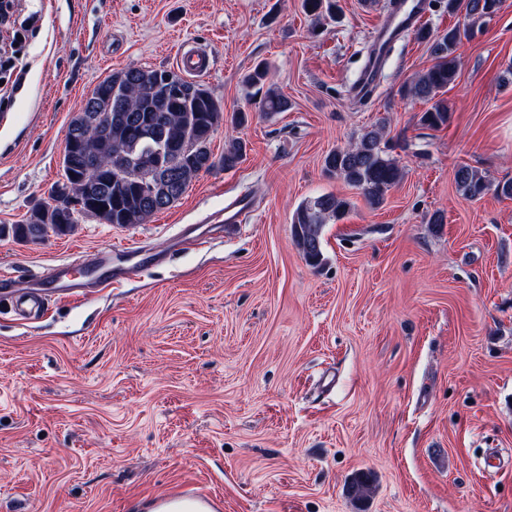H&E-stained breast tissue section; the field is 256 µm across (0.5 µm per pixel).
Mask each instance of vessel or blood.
<instances>
[{"label":"vessel or blood","instance_id":"b4317fda","mask_svg":"<svg viewBox=\"0 0 512 512\" xmlns=\"http://www.w3.org/2000/svg\"><path fill=\"white\" fill-rule=\"evenodd\" d=\"M425 14V0H394L393 7L378 26L374 37L375 54L364 69L362 79L356 88L358 95L370 93L376 86L380 63L389 46L405 31L421 25ZM178 65L187 74L202 76L210 70L208 56L199 48L182 45ZM86 262H70L51 274L57 288L55 293L63 298H79V275L86 269ZM47 294L40 289L29 291H0V306L15 314L42 309ZM224 503L199 487L180 484L154 499L152 512H223Z\"/></svg>","mask_w":512,"mask_h":512}]
</instances>
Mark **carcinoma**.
I'll return each instance as SVG.
<instances>
[{
	"label": "carcinoma",
	"instance_id": "obj_1",
	"mask_svg": "<svg viewBox=\"0 0 512 512\" xmlns=\"http://www.w3.org/2000/svg\"><path fill=\"white\" fill-rule=\"evenodd\" d=\"M502 0H447L448 12L462 13L467 23L448 28L434 37V63L412 79L406 95L430 101L432 105L421 116L429 129L448 122V106L442 95L458 76L456 55L463 39L472 35L470 22L496 14ZM303 9L317 17L333 15L336 0H302ZM256 89L259 111L285 112L288 101L274 87L265 86L266 70L257 65L245 77ZM93 97L112 102L111 121L106 138L112 152H141L147 162L155 164L147 178L117 180L106 167L95 179V211L90 216L108 224L125 227L143 224L163 211L156 205L162 195L172 197V207L200 173L221 165L229 170L237 167L245 156V144L234 139L215 157L211 139L216 127L225 120L241 126L247 121L244 111L224 115V107L203 84L191 81L171 69L128 67L113 73L92 90ZM385 123L365 130L357 142L342 150L329 152L324 159L327 173L343 179L361 191L372 206L381 205L387 192L402 177L396 161L382 146ZM454 181L465 199L477 201L490 190V184L477 170L463 165L455 171ZM348 202L334 194H322L303 201L292 216V240L303 259L317 267L323 261L322 229L332 219L340 218ZM47 203L31 210L23 224L11 227L12 235L22 241L37 242L48 233L57 236L74 231L78 217Z\"/></svg>",
	"mask_w": 512,
	"mask_h": 512
}]
</instances>
